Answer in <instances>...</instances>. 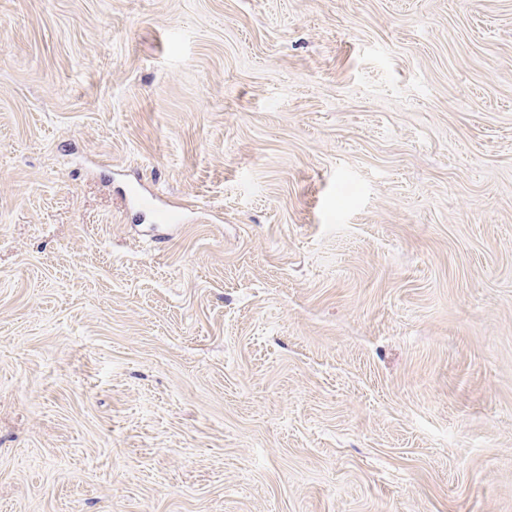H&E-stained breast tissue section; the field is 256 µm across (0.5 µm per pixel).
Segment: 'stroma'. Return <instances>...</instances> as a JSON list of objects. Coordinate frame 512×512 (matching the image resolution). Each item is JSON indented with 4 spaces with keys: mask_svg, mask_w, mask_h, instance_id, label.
I'll return each instance as SVG.
<instances>
[{
    "mask_svg": "<svg viewBox=\"0 0 512 512\" xmlns=\"http://www.w3.org/2000/svg\"><path fill=\"white\" fill-rule=\"evenodd\" d=\"M0 512H512V0H0Z\"/></svg>",
    "mask_w": 512,
    "mask_h": 512,
    "instance_id": "1",
    "label": "stroma"
}]
</instances>
